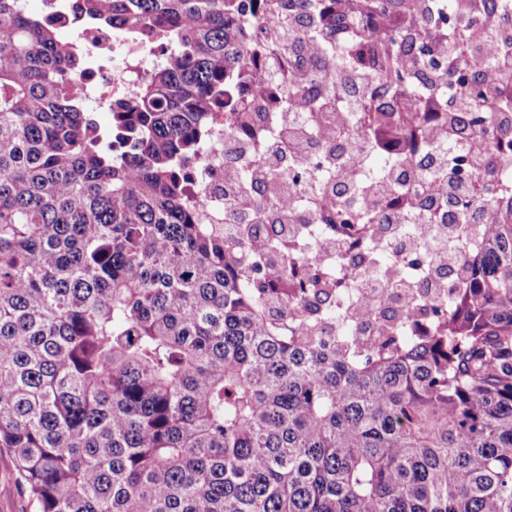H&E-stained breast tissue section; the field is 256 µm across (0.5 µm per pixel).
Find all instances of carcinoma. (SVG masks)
<instances>
[{"label": "carcinoma", "mask_w": 512, "mask_h": 512, "mask_svg": "<svg viewBox=\"0 0 512 512\" xmlns=\"http://www.w3.org/2000/svg\"><path fill=\"white\" fill-rule=\"evenodd\" d=\"M422 3L262 0V27L241 0H74L169 49L104 129L70 87L80 46L0 0V448L39 512H512V186L469 161L512 183V84L496 126L448 111L482 89L416 31L476 25ZM267 103L273 123L249 121ZM220 109L249 157L224 172L228 237L180 174ZM298 110L317 152L281 165L267 145ZM462 173L509 220L450 224L448 193L400 191ZM311 224L382 278L394 226L422 246L439 225L443 291L390 281L410 326L340 306L362 269L330 274Z\"/></svg>", "instance_id": "carcinoma-1"}]
</instances>
